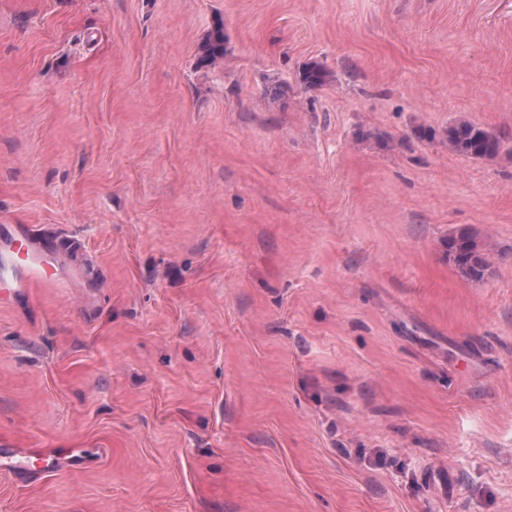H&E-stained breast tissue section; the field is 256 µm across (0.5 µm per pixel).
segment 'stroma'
I'll return each instance as SVG.
<instances>
[{
	"label": "stroma",
	"mask_w": 512,
	"mask_h": 512,
	"mask_svg": "<svg viewBox=\"0 0 512 512\" xmlns=\"http://www.w3.org/2000/svg\"><path fill=\"white\" fill-rule=\"evenodd\" d=\"M19 227L0 512H512V0H0ZM224 43V29L223 27H217L199 47L198 65L208 67L224 62L226 55ZM447 138L449 148L476 160H492L502 147V137L465 121L449 126ZM448 258L472 281H481L491 271L490 262L479 241L466 232L448 238ZM15 264L12 263L11 275L5 271L1 275L0 288L4 287L14 297H29L35 288H57L59 277L53 273L48 262L40 259L45 254L27 242L14 247ZM76 448H55L51 452H40L38 450H33L26 452L24 455L20 457H16L15 455H3V466L5 468H21L25 472L32 474L34 476H40L44 472V467L37 468L33 465H30V461L33 457H37V460L47 461L51 459L52 461H58L61 459H71L75 457Z\"/></svg>",
	"instance_id": "obj_1"
}]
</instances>
